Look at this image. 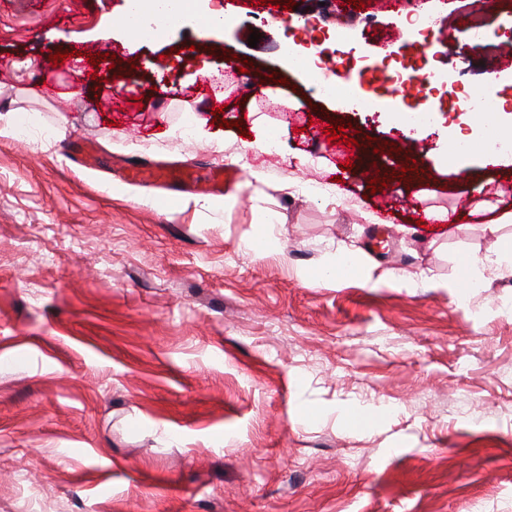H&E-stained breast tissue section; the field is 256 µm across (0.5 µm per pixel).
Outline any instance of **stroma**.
Returning <instances> with one entry per match:
<instances>
[{
  "label": "stroma",
  "mask_w": 512,
  "mask_h": 512,
  "mask_svg": "<svg viewBox=\"0 0 512 512\" xmlns=\"http://www.w3.org/2000/svg\"><path fill=\"white\" fill-rule=\"evenodd\" d=\"M473 2L340 18L305 0L310 29L200 0L234 25L204 37L187 18L133 48L126 0H0V512H512V267L469 288L461 264L512 236L484 229L512 211V164L452 163L446 129L407 140L347 113L281 52L344 30L333 73L392 63L415 7L436 26L405 54L455 76L442 108L492 76L511 112L512 4L486 9L476 54ZM187 117L206 124L186 139ZM334 118L357 132L348 168L320 138ZM119 159L229 165L239 185L131 184ZM424 207L455 221L417 226Z\"/></svg>",
  "instance_id": "35a3bbf8"
}]
</instances>
